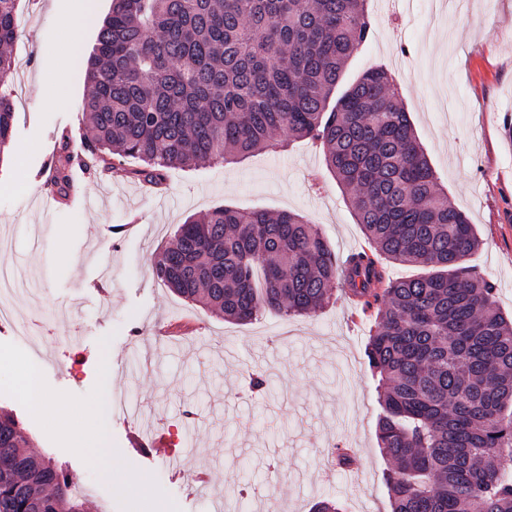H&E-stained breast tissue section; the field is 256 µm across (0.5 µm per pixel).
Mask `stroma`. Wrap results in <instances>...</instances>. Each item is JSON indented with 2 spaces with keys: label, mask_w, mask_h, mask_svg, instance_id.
<instances>
[{
  "label": "stroma",
  "mask_w": 512,
  "mask_h": 512,
  "mask_svg": "<svg viewBox=\"0 0 512 512\" xmlns=\"http://www.w3.org/2000/svg\"><path fill=\"white\" fill-rule=\"evenodd\" d=\"M111 0H21L23 34L8 88L15 102L12 152L0 159V259L13 273V325L0 331V411L17 416L34 451L74 475L91 512H210L186 473L207 469L224 512H311L334 499L343 512H391L389 463L376 434L380 411L365 345L373 319L341 291L311 318L274 313L247 325L184 301L153 274L174 225L224 205L293 211L318 225L339 258L369 243L317 141L255 154L232 165L169 171L150 185L138 160L82 181L86 208L45 199L36 178L72 130V151L88 133L82 111L86 60L96 19ZM88 11L80 32L65 15ZM368 40L342 86L375 67L392 75L439 184L482 240L467 263L493 280L512 311V0H369ZM64 76L66 92L35 102L38 86ZM112 375L104 377V355ZM82 377H74L72 356ZM272 374L259 397L248 371ZM35 372L46 402L19 390ZM173 425L186 471L165 451L134 444L133 408ZM355 463L336 467L333 447Z\"/></svg>",
  "instance_id": "stroma-1"
}]
</instances>
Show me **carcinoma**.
I'll return each mask as SVG.
<instances>
[{
  "label": "carcinoma",
  "mask_w": 512,
  "mask_h": 512,
  "mask_svg": "<svg viewBox=\"0 0 512 512\" xmlns=\"http://www.w3.org/2000/svg\"><path fill=\"white\" fill-rule=\"evenodd\" d=\"M20 0H0V160L15 106ZM87 59L93 159L132 157L158 183L171 169L236 162L312 138L348 195L370 252L339 259L291 211L216 207L178 225L157 280L215 316H315L338 287L377 305L366 356L378 377V445L392 463L391 512H512V317L465 265L478 232L448 197L387 69L329 105L368 38L367 0H111ZM61 135L57 194L73 192ZM423 267L408 280L383 261ZM75 476L30 449L0 414V512H85Z\"/></svg>",
  "instance_id": "1"
}]
</instances>
